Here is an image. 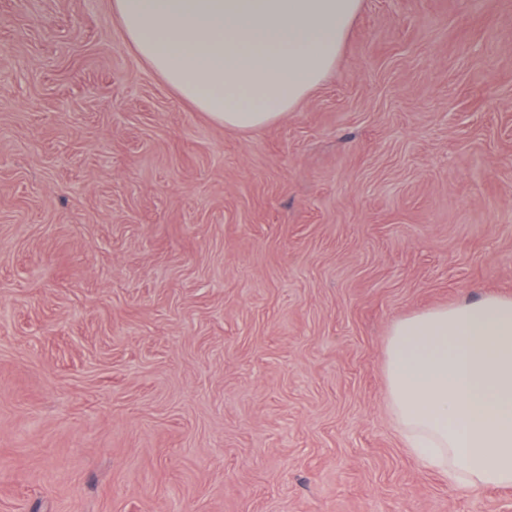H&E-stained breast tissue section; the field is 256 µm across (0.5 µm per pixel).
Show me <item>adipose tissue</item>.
Returning <instances> with one entry per match:
<instances>
[{
    "mask_svg": "<svg viewBox=\"0 0 512 512\" xmlns=\"http://www.w3.org/2000/svg\"><path fill=\"white\" fill-rule=\"evenodd\" d=\"M363 0H112L128 43L213 123H276L335 68ZM390 412L422 468L512 486V298L414 313L385 348Z\"/></svg>",
    "mask_w": 512,
    "mask_h": 512,
    "instance_id": "adipose-tissue-1",
    "label": "adipose tissue"
}]
</instances>
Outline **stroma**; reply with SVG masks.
<instances>
[{"mask_svg":"<svg viewBox=\"0 0 512 512\" xmlns=\"http://www.w3.org/2000/svg\"><path fill=\"white\" fill-rule=\"evenodd\" d=\"M512 297V0H364L242 132L111 0H0V512H512L423 470L391 326Z\"/></svg>","mask_w":512,"mask_h":512,"instance_id":"35a3bbf8","label":"stroma"}]
</instances>
